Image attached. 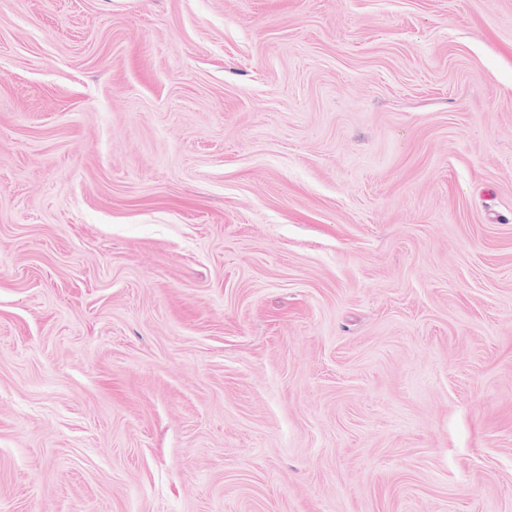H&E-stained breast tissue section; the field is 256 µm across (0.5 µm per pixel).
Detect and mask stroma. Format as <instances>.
Instances as JSON below:
<instances>
[{
    "label": "stroma",
    "mask_w": 512,
    "mask_h": 512,
    "mask_svg": "<svg viewBox=\"0 0 512 512\" xmlns=\"http://www.w3.org/2000/svg\"><path fill=\"white\" fill-rule=\"evenodd\" d=\"M0 512H512V0H0Z\"/></svg>",
    "instance_id": "35a3bbf8"
}]
</instances>
